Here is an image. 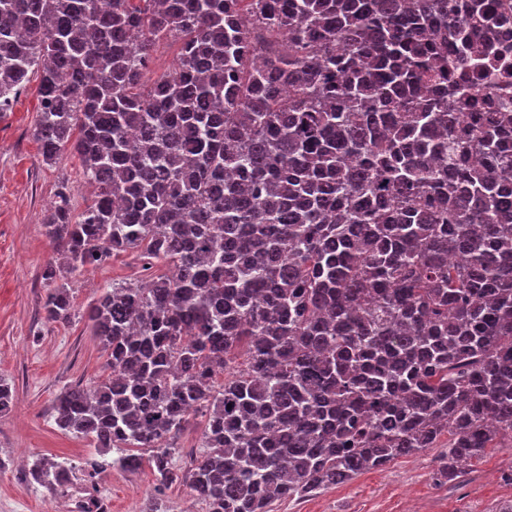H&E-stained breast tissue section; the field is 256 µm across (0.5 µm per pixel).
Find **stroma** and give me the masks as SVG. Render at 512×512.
Wrapping results in <instances>:
<instances>
[{"label":"stroma","mask_w":512,"mask_h":512,"mask_svg":"<svg viewBox=\"0 0 512 512\" xmlns=\"http://www.w3.org/2000/svg\"><path fill=\"white\" fill-rule=\"evenodd\" d=\"M39 104L33 79L11 110L0 112V378L14 395L11 410L0 415V512H73L90 495L103 512H206L186 485H160L145 463L113 465L115 451L94 448L91 439L54 422L53 400L62 388L93 384L105 373L106 356L85 317L87 306L101 286L137 279L139 263L121 253L69 275L71 322L45 321L42 273L57 257L45 219L60 187L69 188L78 210L91 190L81 184L73 154L53 165L43 161L34 137ZM442 453L422 449L304 499L274 503L271 512H512V448L489 449L453 489L434 478ZM38 457L71 463L69 484L55 490L32 481L27 467ZM91 458L103 469L90 471Z\"/></svg>","instance_id":"obj_1"}]
</instances>
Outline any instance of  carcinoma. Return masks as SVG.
I'll return each instance as SVG.
<instances>
[{
	"label": "carcinoma",
	"mask_w": 512,
	"mask_h": 512,
	"mask_svg": "<svg viewBox=\"0 0 512 512\" xmlns=\"http://www.w3.org/2000/svg\"><path fill=\"white\" fill-rule=\"evenodd\" d=\"M458 2L0 0V112L38 72L43 160L71 150L93 189L44 222L46 319L72 318L58 267L141 262L88 306L107 375L56 396L60 429L121 467L152 449L206 512H270L444 436L440 483L512 448V112L480 90L500 44L475 41L512 0ZM176 52L177 46L175 44L167 42L159 45L153 55L148 76L156 78L171 72L175 63ZM205 425V418L197 413L191 416L186 428L181 431L177 439L176 453L172 457L173 466L176 469L185 471L189 468L192 454L199 452L202 448H197Z\"/></svg>",
	"instance_id": "carcinoma-1"
}]
</instances>
